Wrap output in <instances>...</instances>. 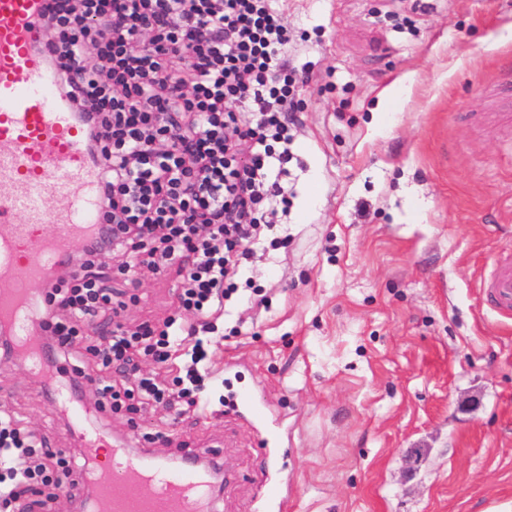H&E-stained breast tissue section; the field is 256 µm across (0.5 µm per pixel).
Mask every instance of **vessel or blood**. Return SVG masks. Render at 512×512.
Here are the masks:
<instances>
[{"instance_id": "obj_1", "label": "vessel or blood", "mask_w": 512, "mask_h": 512, "mask_svg": "<svg viewBox=\"0 0 512 512\" xmlns=\"http://www.w3.org/2000/svg\"><path fill=\"white\" fill-rule=\"evenodd\" d=\"M50 5L0 0V324L25 347L37 320L31 287L102 222L99 163L41 44L40 20ZM48 225L53 235H44ZM482 288L493 309L511 319L512 268L499 267ZM73 418L83 426L86 451L101 460L87 480L107 512H204V473L109 447L107 432L84 427L81 413Z\"/></svg>"}]
</instances>
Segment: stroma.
Here are the masks:
<instances>
[{
	"label": "stroma",
	"instance_id": "35a3bbf8",
	"mask_svg": "<svg viewBox=\"0 0 512 512\" xmlns=\"http://www.w3.org/2000/svg\"><path fill=\"white\" fill-rule=\"evenodd\" d=\"M297 38L287 218L211 333L200 414L92 425L136 454H207L213 512L512 508V328L480 290L512 261V0H277ZM130 323L192 322L176 269L113 272ZM27 365L0 408L81 456Z\"/></svg>",
	"mask_w": 512,
	"mask_h": 512
}]
</instances>
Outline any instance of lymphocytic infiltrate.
I'll return each instance as SVG.
<instances>
[{"label": "lymphocytic infiltrate", "mask_w": 512, "mask_h": 512, "mask_svg": "<svg viewBox=\"0 0 512 512\" xmlns=\"http://www.w3.org/2000/svg\"><path fill=\"white\" fill-rule=\"evenodd\" d=\"M49 62L68 103H83L91 157L98 170L103 227L84 247L78 270L48 276L34 308L64 311L48 323L61 357H76L83 327L112 328L92 354L117 375L131 371L143 349L155 362L186 357L188 384L168 387L140 378L143 405L194 407L191 384L209 361L214 323L224 315L230 267L251 254L259 233L257 208H287L279 178L291 161V89L310 83L311 67L292 65L288 25L275 0H55L41 22ZM252 109L244 119L242 104ZM177 136L178 146L156 144ZM135 281L142 266L182 263L180 304L195 320L125 330V308L112 290L109 255ZM36 436L13 414L0 412V505L24 499L32 484L49 482L66 459L44 452L33 466L11 468Z\"/></svg>", "instance_id": "lymphocytic-infiltrate-1"}]
</instances>
